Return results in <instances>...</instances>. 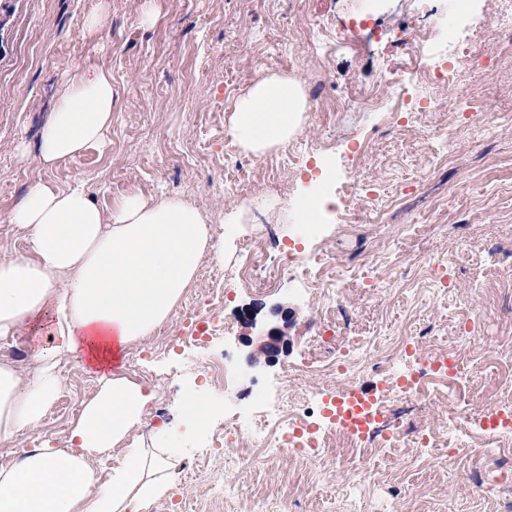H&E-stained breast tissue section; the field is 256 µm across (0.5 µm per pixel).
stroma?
Wrapping results in <instances>:
<instances>
[{
    "label": "stroma",
    "mask_w": 512,
    "mask_h": 512,
    "mask_svg": "<svg viewBox=\"0 0 512 512\" xmlns=\"http://www.w3.org/2000/svg\"><path fill=\"white\" fill-rule=\"evenodd\" d=\"M97 2L0 0V250L14 251L22 241L6 217L37 181L64 187L84 177L91 199L105 209L134 190L179 194L218 225L246 199L273 201L231 228L223 263L204 259L164 326L178 329L214 287L213 269L224 273L231 294L216 312L222 330L213 345L227 357V391L210 390L203 375L189 370L198 348L161 350L154 336L139 344L146 353L139 382L156 390L153 405L161 413L133 436L147 448L166 441L175 453L171 488L148 512H512V446L472 448L451 464L435 449L415 447L419 432L451 417L447 401L435 397L395 404L398 442L364 480L342 439L314 460L247 447L198 456L181 415L193 393L221 407L259 405L280 392L335 390L333 379L294 374L301 361L325 356L317 338L326 329L336 347L351 338L369 345L348 377L350 391L379 397L380 351L405 336L413 370L459 345L469 362L457 383L464 417L512 404V32L499 27L501 0H487L475 30L492 66L445 85L406 76L408 97L431 99L433 109L396 120L344 112L339 104L383 84V57L399 52L408 22L430 27L449 20L448 0H385L372 16L383 50L326 58L313 50L314 22H348L362 13V0H112L109 26L83 34L81 19ZM91 65L112 72L110 143L42 168L38 142L49 110L65 78ZM263 69L303 81L310 120L284 150L254 159L237 151L226 120ZM441 127L447 139L436 137ZM318 167L331 203L311 226L300 222L297 204ZM265 234L271 260L285 246L350 267L330 315L306 295L298 267L280 287L234 289L240 240ZM280 306L296 311L292 349L248 367L244 318L268 323ZM466 315L476 327L460 344L455 326ZM219 477L226 486L220 498L211 492Z\"/></svg>",
    "instance_id": "35a3bbf8"
}]
</instances>
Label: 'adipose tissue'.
<instances>
[{"label":"adipose tissue","instance_id":"adipose-tissue-1","mask_svg":"<svg viewBox=\"0 0 512 512\" xmlns=\"http://www.w3.org/2000/svg\"><path fill=\"white\" fill-rule=\"evenodd\" d=\"M112 74L92 66L66 80L50 111L38 160L51 168L107 142ZM310 106L302 81L268 71L243 90L227 119L237 148L260 158L300 133ZM28 250L0 254V337L28 334L30 365L0 361V446L36 429L63 389V354L103 375L83 402L69 445H48L0 466V512H142L167 494L169 449L128 445L156 393L118 365L179 305L209 246L210 217L189 201L132 192L110 211L83 179L66 188L33 183L8 218ZM122 465L99 484L95 465L116 449Z\"/></svg>","mask_w":512,"mask_h":512}]
</instances>
